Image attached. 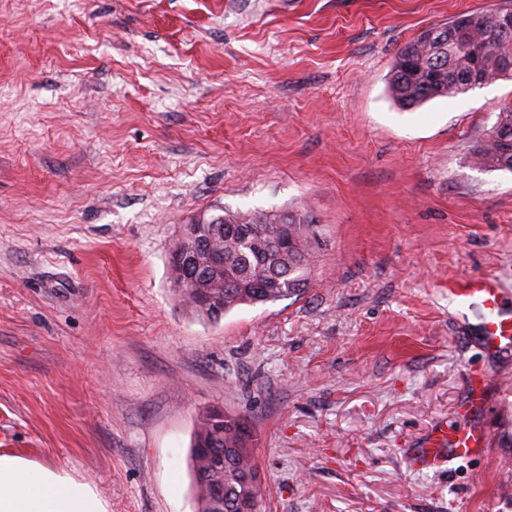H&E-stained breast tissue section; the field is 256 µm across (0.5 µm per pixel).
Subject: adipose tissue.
Returning a JSON list of instances; mask_svg holds the SVG:
<instances>
[{
	"label": "adipose tissue",
	"instance_id": "obj_1",
	"mask_svg": "<svg viewBox=\"0 0 512 512\" xmlns=\"http://www.w3.org/2000/svg\"><path fill=\"white\" fill-rule=\"evenodd\" d=\"M86 512L84 493L50 476L34 477L12 461L0 458V512Z\"/></svg>",
	"mask_w": 512,
	"mask_h": 512
}]
</instances>
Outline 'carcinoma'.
Wrapping results in <instances>:
<instances>
[{
	"mask_svg": "<svg viewBox=\"0 0 512 512\" xmlns=\"http://www.w3.org/2000/svg\"><path fill=\"white\" fill-rule=\"evenodd\" d=\"M492 83L512 78V32H500L491 11L463 13L434 30L431 43L421 38L399 49L388 86L403 108H416L439 97L466 92L469 77ZM475 167L512 172V108L496 114L492 126L472 149ZM288 222V244L278 242L281 225ZM322 225L308 212L289 208L272 214L224 212V287L210 288L213 302H224L228 312L239 305L276 302L299 295L308 287ZM205 270L188 268L177 294L197 308L190 289L204 281ZM247 420L239 416L204 412L198 419L192 447L228 448L236 466L211 472L190 456L199 512H256L257 495L247 483L256 470L246 446Z\"/></svg>",
	"mask_w": 512,
	"mask_h": 512,
	"instance_id": "1",
	"label": "carcinoma"
}]
</instances>
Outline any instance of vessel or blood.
<instances>
[{"mask_svg": "<svg viewBox=\"0 0 512 512\" xmlns=\"http://www.w3.org/2000/svg\"><path fill=\"white\" fill-rule=\"evenodd\" d=\"M503 293L497 279L480 277L449 283L448 301L459 313L480 308L484 313L480 342L489 351L512 347V318L503 313ZM493 439L478 427L460 423L434 432L425 447L415 449V464L431 467L454 458L476 457L487 453Z\"/></svg>", "mask_w": 512, "mask_h": 512, "instance_id": "vessel-or-blood-1", "label": "vessel or blood"}]
</instances>
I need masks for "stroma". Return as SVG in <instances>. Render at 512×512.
Listing matches in <instances>:
<instances>
[{
	"mask_svg": "<svg viewBox=\"0 0 512 512\" xmlns=\"http://www.w3.org/2000/svg\"><path fill=\"white\" fill-rule=\"evenodd\" d=\"M499 2L0 0V458L87 512H198L219 406L258 512H512L511 443L410 463L464 416L512 433V350L448 303L491 276L512 311V172L470 158L512 79L388 90L407 41ZM296 206L325 229L304 293L213 322L175 292L183 224Z\"/></svg>",
	"mask_w": 512,
	"mask_h": 512,
	"instance_id": "stroma-1",
	"label": "stroma"
}]
</instances>
